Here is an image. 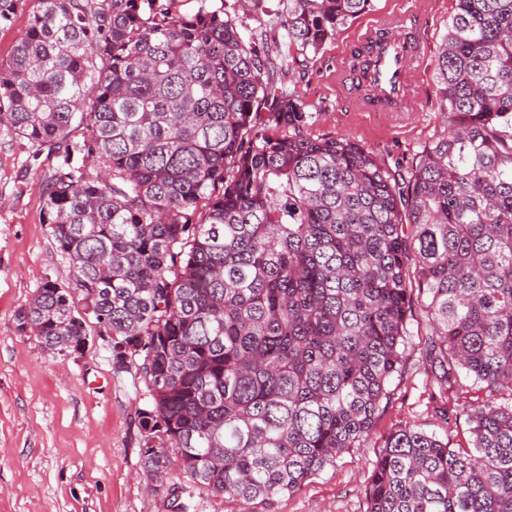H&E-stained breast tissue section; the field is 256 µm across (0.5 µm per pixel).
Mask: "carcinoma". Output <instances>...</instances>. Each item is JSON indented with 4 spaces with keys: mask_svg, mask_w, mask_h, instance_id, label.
I'll return each instance as SVG.
<instances>
[{
    "mask_svg": "<svg viewBox=\"0 0 512 512\" xmlns=\"http://www.w3.org/2000/svg\"><path fill=\"white\" fill-rule=\"evenodd\" d=\"M38 2L0 126L59 153L46 224L75 287L45 282L25 320L66 352L81 298L146 384L148 471L167 442L268 506L360 447L404 368L412 263L439 383L512 391V0H458L435 59L454 129L406 174L303 135L270 52L208 0ZM371 2L288 0L283 39L316 52ZM466 416L470 449L394 428L365 512H512V406Z\"/></svg>",
    "mask_w": 512,
    "mask_h": 512,
    "instance_id": "1",
    "label": "carcinoma"
}]
</instances>
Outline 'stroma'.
Instances as JSON below:
<instances>
[{"label": "stroma", "instance_id": "obj_1", "mask_svg": "<svg viewBox=\"0 0 512 512\" xmlns=\"http://www.w3.org/2000/svg\"><path fill=\"white\" fill-rule=\"evenodd\" d=\"M224 7L245 34L267 46L285 70L277 81L295 95L313 120L304 135H342L362 144L381 162L412 167L424 147L450 127L440 110L434 58L448 30L456 0H373L371 11L341 26L317 53L291 58L280 19L288 0H211ZM415 10L427 60L402 118L360 111L333 89L342 53L354 33L378 14ZM58 164L55 152L33 147L0 128V512H242L243 502L215 496L182 472L177 448L156 477L143 466L138 411L147 387L135 370L112 366V347L93 316L85 318L86 346L75 354L46 352L21 316L45 281L73 284V268L57 251L45 222V191ZM404 352L405 370L390 385L361 447L351 449L309 479L296 493L256 512H364L373 464L388 434L413 423L466 448V420L446 425L440 403L469 410L484 402L507 405L512 392L492 391L460 376L452 387L436 384L425 357L433 328L419 300H412Z\"/></svg>", "mask_w": 512, "mask_h": 512}]
</instances>
